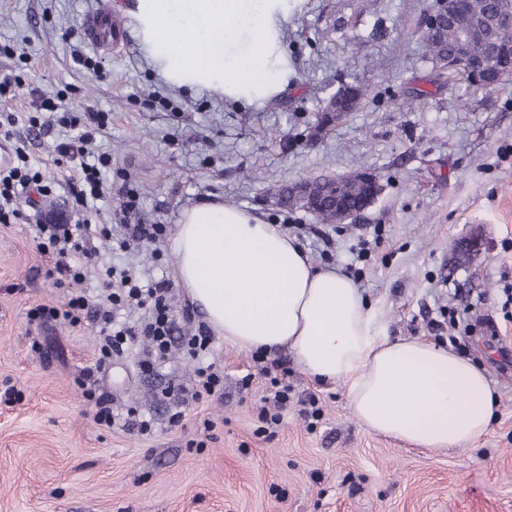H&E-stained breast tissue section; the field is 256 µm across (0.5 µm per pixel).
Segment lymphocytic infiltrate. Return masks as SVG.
<instances>
[{
	"instance_id": "1",
	"label": "lymphocytic infiltrate",
	"mask_w": 512,
	"mask_h": 512,
	"mask_svg": "<svg viewBox=\"0 0 512 512\" xmlns=\"http://www.w3.org/2000/svg\"><path fill=\"white\" fill-rule=\"evenodd\" d=\"M104 113L88 111L83 117L65 119L69 133L66 139L55 147L56 160L70 164L81 175V187L74 193L77 204L86 211H96L100 202L111 196H118L114 218L125 225V237L115 239L116 248L128 250L131 246L153 243L162 238L166 227L162 224H134L130 217L138 208L140 196L129 186L113 190L102 171L111 167L112 158L107 153L92 149L96 134L104 127ZM19 117L13 113H0V138L10 142L11 162L0 167V223L20 224L27 216L20 205L22 191L34 188L48 192L41 172L28 167L25 142L13 139L12 129ZM39 231L48 249L56 257L50 271L56 287L80 283L88 264L100 261L101 255L95 243L110 239L112 232L108 225L85 220L79 224H43ZM107 279L95 300L75 294L65 309L42 306L33 310V317L40 319L62 318L69 325L80 326L85 319H92L100 328L98 366H105L115 358L134 357L140 370H153L164 363L169 355L177 327L172 316L173 288L170 280H147L133 265L109 266ZM213 337L205 326L183 334L181 348L191 358L199 360L195 379L191 386H177L174 395L176 409L169 416L171 425L182 420L181 406L188 401L200 400L224 388V375L214 366L202 365V358L210 351ZM80 385L86 396L93 401L95 418L100 425L108 428L120 427L140 434H149L153 421L131 407L115 410L108 394L99 392L93 371H86Z\"/></svg>"
}]
</instances>
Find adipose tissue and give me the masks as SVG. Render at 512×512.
Segmentation results:
<instances>
[{"label": "adipose tissue", "mask_w": 512, "mask_h": 512, "mask_svg": "<svg viewBox=\"0 0 512 512\" xmlns=\"http://www.w3.org/2000/svg\"><path fill=\"white\" fill-rule=\"evenodd\" d=\"M288 0H137L134 18L160 75L229 97L264 98L283 64ZM173 250L177 280L225 343L285 348L309 376L346 386L368 430L427 450L463 448L488 432L492 384L470 359L386 336L353 280L317 267L281 230L214 200L183 211Z\"/></svg>", "instance_id": "ef3b65f1"}]
</instances>
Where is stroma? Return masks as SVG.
I'll return each mask as SVG.
<instances>
[{"label": "stroma", "mask_w": 512, "mask_h": 512, "mask_svg": "<svg viewBox=\"0 0 512 512\" xmlns=\"http://www.w3.org/2000/svg\"><path fill=\"white\" fill-rule=\"evenodd\" d=\"M434 0H288L279 40L285 67L268 75L278 91L248 101L160 80L134 31L135 0H111L124 43L111 52L83 31L99 0H0V76L23 74L24 88L0 112L28 115L37 96L69 89L68 107L109 115L97 145L112 157L106 175L129 183L141 205L135 224L175 226L182 212L216 199L269 224L305 229L314 264L346 270L370 240L356 282L382 314L389 336L433 342L430 314L442 308L492 320L466 337L467 356L498 393L489 431L464 449L419 450L373 434L347 407L344 384L306 375L284 350L264 356L213 338L207 356L224 371L223 396L184 407L168 422L162 396L189 384L197 363L173 347L154 373L113 362L103 387L115 408L150 414V434L109 429L77 383L95 367L98 332L31 320L39 306L62 308L72 291L47 275L55 257L36 226L46 212L74 208L69 165L55 164L66 135L59 124L30 138L31 167L52 196L27 222L0 224V512H512V79L482 91L441 70L421 32ZM96 56L89 71L74 55ZM366 87L361 107L321 128L326 101L342 86ZM253 179L246 180L242 171ZM378 176L381 191L353 220L328 224L330 253L309 235L311 213L278 204L269 186L352 172ZM133 262L175 279L171 237L105 252L80 288L95 295L107 266ZM286 367L290 403L272 436L258 412L270 385L257 360ZM254 379L240 388L246 374ZM316 397L322 416L308 426L299 402Z\"/></svg>", "instance_id": "stroma-1"}]
</instances>
